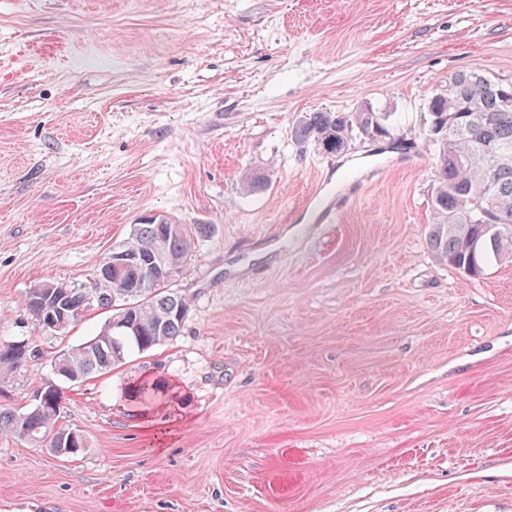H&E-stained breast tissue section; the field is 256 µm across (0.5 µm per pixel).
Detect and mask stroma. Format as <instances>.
Wrapping results in <instances>:
<instances>
[{
  "label": "stroma",
  "instance_id": "obj_1",
  "mask_svg": "<svg viewBox=\"0 0 512 512\" xmlns=\"http://www.w3.org/2000/svg\"><path fill=\"white\" fill-rule=\"evenodd\" d=\"M474 69L512 80V0H0V342L31 350L0 405L57 382L90 442L0 435V512H512V263L428 247V102ZM366 106L393 140L293 135ZM312 194L348 206L308 223ZM153 213L212 227L170 284L178 336L56 380L111 312L60 336L27 292L91 287ZM138 418L142 422L143 429L148 432L150 446L153 449L166 447L170 440L174 438L170 428L157 427L153 418L147 411H138Z\"/></svg>",
  "mask_w": 512,
  "mask_h": 512
}]
</instances>
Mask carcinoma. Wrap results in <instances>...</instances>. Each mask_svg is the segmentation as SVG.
<instances>
[{
	"label": "carcinoma",
	"mask_w": 512,
	"mask_h": 512,
	"mask_svg": "<svg viewBox=\"0 0 512 512\" xmlns=\"http://www.w3.org/2000/svg\"><path fill=\"white\" fill-rule=\"evenodd\" d=\"M479 70L463 71L448 79V91L428 102L431 117L428 136L437 145L435 177L437 186L431 199L434 224L428 244L438 259L470 277L483 274L491 261L512 262V106L503 105L497 90L512 91V82H496L484 88ZM391 113L311 112L295 128V136L315 142L328 154L344 152L353 134H379L393 138ZM498 218L506 238L489 245L492 230L479 218L480 212ZM209 224H179L162 217L133 225L131 237L119 248L147 261H156L167 271L179 272L195 245L210 232ZM166 278L154 288H123L114 282L97 281L91 288L57 284L53 301L75 325L96 303L113 311L112 332L101 331L89 341L68 349L71 381L81 382L105 373L122 362L130 349L146 351L178 335L188 303L167 289ZM23 342L0 343V382L9 380L14 369L27 357ZM43 403L16 414L0 406V435L33 445L55 433L59 441L68 439L72 428L61 421L64 397L53 396L49 387Z\"/></svg>",
	"instance_id": "carcinoma-1"
}]
</instances>
